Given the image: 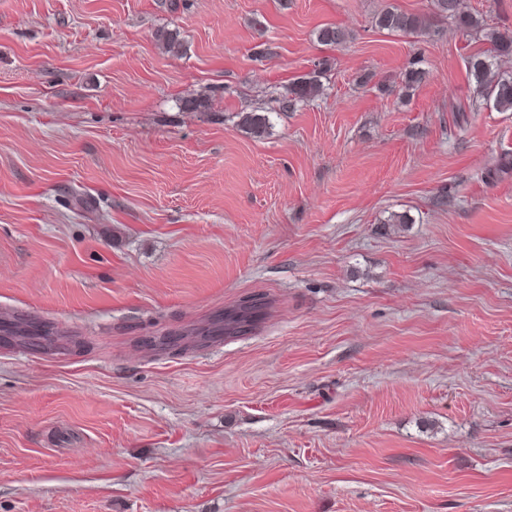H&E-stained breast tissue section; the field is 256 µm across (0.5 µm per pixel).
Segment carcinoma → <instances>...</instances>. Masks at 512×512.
Listing matches in <instances>:
<instances>
[{
  "label": "carcinoma",
  "instance_id": "1",
  "mask_svg": "<svg viewBox=\"0 0 512 512\" xmlns=\"http://www.w3.org/2000/svg\"><path fill=\"white\" fill-rule=\"evenodd\" d=\"M433 7L436 13L452 20L465 33L482 30L479 19L464 12L458 0H433ZM375 24L382 30L403 33H416L425 28V22L418 16L390 7L376 15ZM316 38L322 45H339L347 40L348 32L337 25H325L318 29ZM484 38L490 47L467 58V71L482 99L492 102L501 112H512V76L496 70L497 59L512 56V36L492 31L484 33ZM156 39L166 52H181L182 43L177 33L161 30L156 33ZM322 91V84L315 75L295 82L288 87V96L280 101V110H293L298 104L318 97ZM239 126L256 137L261 136L270 127V118L267 112L261 110L243 112L239 115ZM265 307L264 302L250 308L239 305L224 313V334L239 336L247 333L243 326L253 327L263 315Z\"/></svg>",
  "mask_w": 512,
  "mask_h": 512
}]
</instances>
